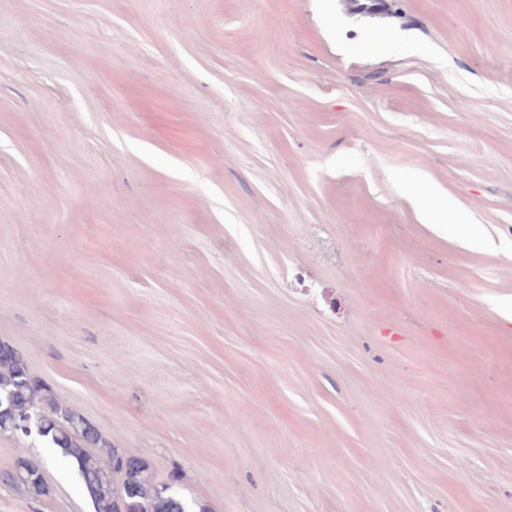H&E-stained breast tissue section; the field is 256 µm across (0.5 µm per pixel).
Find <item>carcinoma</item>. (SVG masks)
I'll return each instance as SVG.
<instances>
[{"instance_id": "cac0c4a2", "label": "carcinoma", "mask_w": 512, "mask_h": 512, "mask_svg": "<svg viewBox=\"0 0 512 512\" xmlns=\"http://www.w3.org/2000/svg\"><path fill=\"white\" fill-rule=\"evenodd\" d=\"M0 396L8 399L9 413L32 421L25 431L1 416L0 433L55 449L75 472L92 512H194L171 485L155 482L143 459L112 447L93 424L59 402L13 347L0 356ZM0 480L35 495L45 488L40 466L26 459L1 473Z\"/></svg>"}]
</instances>
